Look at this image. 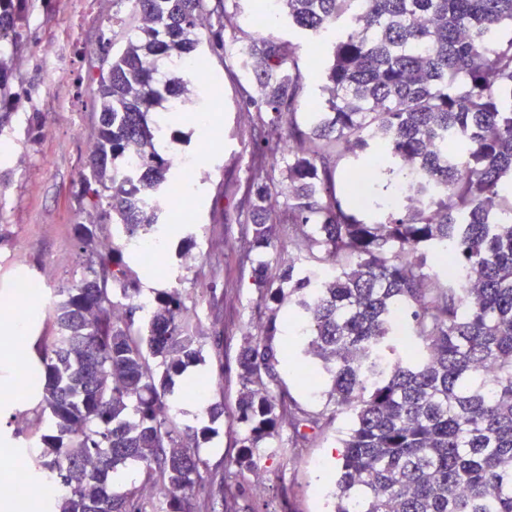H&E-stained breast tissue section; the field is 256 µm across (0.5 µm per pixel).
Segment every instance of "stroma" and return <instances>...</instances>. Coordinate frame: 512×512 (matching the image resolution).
I'll list each match as a JSON object with an SVG mask.
<instances>
[{
    "label": "stroma",
    "instance_id": "1",
    "mask_svg": "<svg viewBox=\"0 0 512 512\" xmlns=\"http://www.w3.org/2000/svg\"><path fill=\"white\" fill-rule=\"evenodd\" d=\"M25 23L30 43L14 67L25 91L15 104L8 124L0 127V294H11L16 276L39 281L45 292L70 285L86 273L78 253L74 226L77 203L73 195L80 174L88 168L85 141L91 135L94 89L92 67L101 37L112 34V20L128 18L134 0H32ZM51 51L57 72H47L43 53ZM232 59L212 58L218 78L205 91L219 141L199 164L202 175L191 189L173 184L175 201H187L194 212L192 224H183L178 212H165L167 244L155 268L143 267L132 251L125 262L140 278L143 295L180 285L188 307L197 309L206 335L201 372L213 382L205 400L174 392L171 409L180 431L213 425L215 432L204 443L201 456L209 469L226 466L236 456L235 428L230 414L241 384L233 369L244 328L259 324L264 301L251 284V265L262 261L276 269L281 257L291 253L293 233L289 225L274 228L275 245L266 250L250 247L251 220L246 204L247 188L266 181L268 170L257 169L252 152L260 126L244 105V94L230 78ZM39 113L44 124L41 139L28 133V119ZM191 249L200 257L184 270L179 251ZM0 316V356L14 354L15 364L0 371V391L18 389L38 359L34 347L51 327L43 313L33 314L23 333L6 332ZM38 397H21L0 406V456L10 457L15 467L30 465L40 452L32 439ZM223 403L225 414L210 420L207 408ZM336 430L318 435L309 447H288L287 436L274 440L273 455L257 458L254 470L245 472L244 485L263 475L266 492L260 501L248 496L237 500V512H326L329 484L321 473H332L340 443L338 431L348 430L351 419L339 415Z\"/></svg>",
    "mask_w": 512,
    "mask_h": 512
}]
</instances>
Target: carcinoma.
<instances>
[{"instance_id":"obj_1","label":"carcinoma","mask_w":512,"mask_h":512,"mask_svg":"<svg viewBox=\"0 0 512 512\" xmlns=\"http://www.w3.org/2000/svg\"><path fill=\"white\" fill-rule=\"evenodd\" d=\"M0 0V124L10 120L12 60L29 42L23 6ZM135 25L98 45L94 134L86 143L76 237L90 274L57 291L47 311L57 333L37 344L40 368L27 395H40L45 446L17 480L37 497L46 480L65 490L60 512H200L198 498L244 493L237 474L208 471L201 435L181 436L166 413L175 378L202 361V329L181 289L154 293L144 328L135 325L139 278L122 244L100 237L105 224L124 239L153 235L159 211L143 199L165 192L172 166L156 149L151 112L178 78L157 77L159 57L230 53L220 34L202 38L200 17L231 21L229 0H136ZM349 30L336 34L328 63H300L299 46L252 39L237 63L257 95L246 98L264 128L255 163L286 142L285 175L248 190L252 246H274V225L291 224L297 255L277 280L251 269L265 300L261 334L243 337L236 357L241 391L233 464L250 467L262 445L291 429L324 431L341 410L352 425L341 438L334 512H512V0H277L280 22L310 37L334 28L348 6ZM324 97L302 99L308 80ZM304 110L306 125L298 121ZM375 145L396 176L413 165L439 186L422 187L383 219L362 223L358 169L344 159ZM139 171H127L131 151ZM285 184L284 209L273 188ZM447 247L463 288L432 269ZM334 267L318 283L309 271ZM296 300L306 316L304 385L331 378L333 410L298 406L277 374L275 308ZM412 309L411 335H392L393 317ZM129 461L139 483L109 493V473Z\"/></svg>"}]
</instances>
